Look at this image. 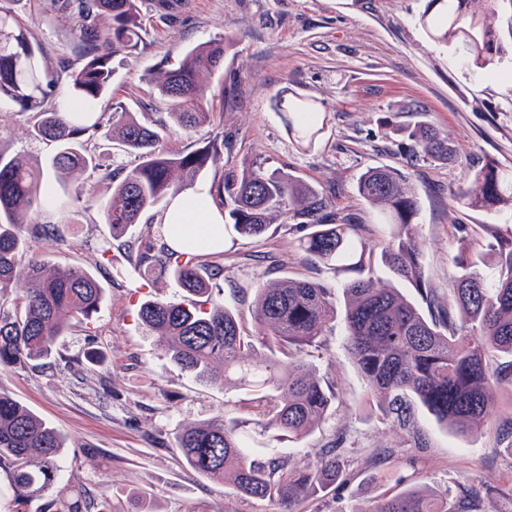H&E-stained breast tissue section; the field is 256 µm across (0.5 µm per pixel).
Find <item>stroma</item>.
Masks as SVG:
<instances>
[{"label":"stroma","mask_w":512,"mask_h":512,"mask_svg":"<svg viewBox=\"0 0 512 512\" xmlns=\"http://www.w3.org/2000/svg\"><path fill=\"white\" fill-rule=\"evenodd\" d=\"M49 0H19L21 25L43 47L48 67L71 56L77 40L72 22L50 11ZM170 20H160L154 0H143L147 30L137 55L118 57L114 102L138 117H165L150 77L168 68L184 49L215 37L234 44L223 73L210 80L241 88L236 109L212 125L178 133V150L232 136L239 154L258 156L322 192L337 212L367 225L381 239L386 228L357 193L359 176L377 165L407 168L421 198L417 216L434 287L448 288V253L459 238L483 224L505 223V215L459 207L453 195L486 161L512 169V57L493 71L468 68L453 49L433 41L419 23L426 0H166ZM313 103L324 130L304 150L278 114L280 100ZM423 122L447 132L458 149L448 162L408 158L402 130ZM0 152L41 163L52 148L34 140L25 115L0 101ZM30 220L58 225L61 240H32L35 253L59 269L81 266L101 281L105 298L93 328L73 325L58 338L52 364L0 366V387L57 429L65 439L63 478L104 494L112 512H350L405 485L423 492L476 491L489 512H512V450L497 445L498 417L481 434L464 440L440 429L424 411L417 421L429 445L414 447L403 431L380 423L366 400V385L342 346L341 329L327 338L331 358L322 372L340 395L326 421L287 451L311 462L338 432L351 447L350 480L339 492H318L302 502L256 501L230 496L224 484L188 469L172 442L181 424L203 423L225 403L245 404L243 391L196 382L173 363L138 320L148 298L179 301L183 293L169 277L144 275L125 259V240L164 236L161 209L145 213L125 239L116 240L100 208L63 214L45 204ZM301 232L276 221L261 241L226 236L218 282L224 301L236 303L230 283L252 280L266 270L275 277L304 275L334 281L326 267L305 261L297 247Z\"/></svg>","instance_id":"stroma-1"}]
</instances>
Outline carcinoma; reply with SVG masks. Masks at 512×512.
Masks as SVG:
<instances>
[{"label":"carcinoma","instance_id":"obj_1","mask_svg":"<svg viewBox=\"0 0 512 512\" xmlns=\"http://www.w3.org/2000/svg\"><path fill=\"white\" fill-rule=\"evenodd\" d=\"M12 0H0V99L29 116L30 134L54 144L46 163L32 164L0 153V365L26 366L54 356V344L72 323L93 322L104 296L98 279L81 267L59 271L30 250L29 239L53 238V224H31L28 215L49 200L52 175L65 199L91 207L97 199L87 178L110 185L101 204L112 236L119 237L147 211L180 193L186 179L212 168L221 172L213 190L224 209V229L258 239L282 217L307 230L298 249L312 263L346 278L330 284L308 278L261 276L236 289L253 292L249 310L224 303L216 280L223 266L208 254L179 252L165 242L128 245L136 268L170 276L187 296L181 301L147 299L138 317L170 359L196 381L232 385L249 396L257 420L226 409L205 423H186L175 432L183 462L200 476L229 485L234 496L292 502L349 476L339 433L331 449L313 462L291 463L281 445L304 439L330 415L337 386L305 359L322 350L332 324L340 322L344 348L366 382L367 397L382 420L406 431L416 448L428 436L415 420L425 409L445 430L461 438L480 433L498 397L512 390V229L484 224L485 236L461 238L450 256L448 295L432 286L415 219L418 194L402 170L370 167L357 183L360 198L381 210L387 239L371 245L367 227L332 212V199L295 175L252 158H237L233 142L213 137L200 146L173 151L167 135L194 130L214 120V102L234 108L239 89L221 86L208 94L209 79L224 70L233 46L228 37L185 49L176 65L156 72L151 83L169 106L165 120H140L118 103L104 125L98 107L109 101L114 60L134 54L145 29L141 0H50L53 11L72 18L76 58L51 70L40 46L18 23ZM501 0H428L420 25L439 44L461 52L477 69H492L512 42V17L498 24ZM69 98L91 112L68 115L53 102L60 82ZM288 130L313 144L320 132L305 103L281 108ZM410 150L450 161L456 154L448 134L429 125L403 129ZM100 134L135 155L131 167L100 164L84 137ZM459 206L496 214L512 212V171L493 161L475 170L456 195ZM414 289L417 299L384 282L377 271ZM26 288L9 298L17 269ZM342 293L344 310L336 312ZM64 437L0 388V470L12 492L8 512H112L109 501L68 497L59 487ZM37 510H32L34 503ZM352 512H486L483 500L464 489L448 494L402 489Z\"/></svg>","mask_w":512,"mask_h":512}]
</instances>
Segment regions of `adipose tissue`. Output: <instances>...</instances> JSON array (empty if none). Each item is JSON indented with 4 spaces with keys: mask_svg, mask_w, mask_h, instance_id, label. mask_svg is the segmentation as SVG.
Returning <instances> with one entry per match:
<instances>
[{
    "mask_svg": "<svg viewBox=\"0 0 512 512\" xmlns=\"http://www.w3.org/2000/svg\"><path fill=\"white\" fill-rule=\"evenodd\" d=\"M163 224L168 242L176 250L204 253L224 247V215L209 187L198 186L175 196Z\"/></svg>",
    "mask_w": 512,
    "mask_h": 512,
    "instance_id": "1",
    "label": "adipose tissue"
}]
</instances>
